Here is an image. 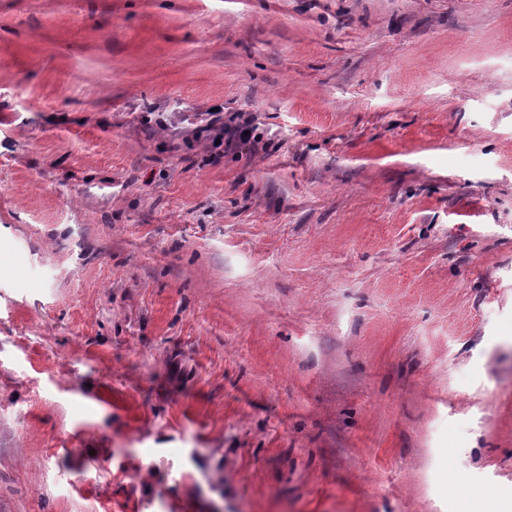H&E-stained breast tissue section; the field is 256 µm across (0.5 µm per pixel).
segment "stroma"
<instances>
[{"instance_id": "1", "label": "stroma", "mask_w": 512, "mask_h": 512, "mask_svg": "<svg viewBox=\"0 0 512 512\" xmlns=\"http://www.w3.org/2000/svg\"><path fill=\"white\" fill-rule=\"evenodd\" d=\"M0 512H512V0H0ZM209 117L206 118V124L199 126L195 132V137L198 139L203 133H208L206 139L209 140V147L214 157L223 155L224 150V115L223 112L214 111L206 112ZM217 138H220V143L216 144Z\"/></svg>"}]
</instances>
